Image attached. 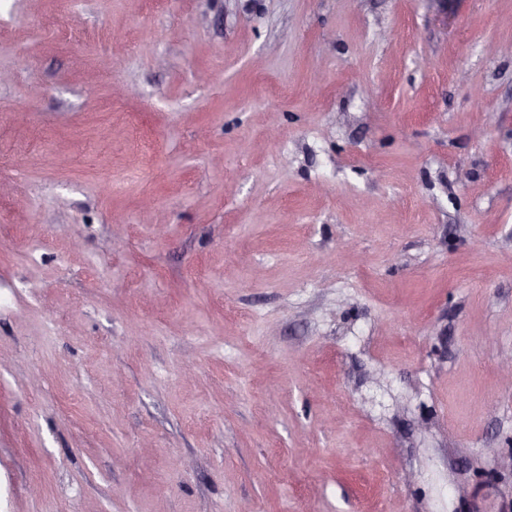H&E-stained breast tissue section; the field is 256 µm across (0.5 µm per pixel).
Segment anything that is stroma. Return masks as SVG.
I'll list each match as a JSON object with an SVG mask.
<instances>
[{
	"mask_svg": "<svg viewBox=\"0 0 512 512\" xmlns=\"http://www.w3.org/2000/svg\"><path fill=\"white\" fill-rule=\"evenodd\" d=\"M0 512H512V0H0Z\"/></svg>",
	"mask_w": 512,
	"mask_h": 512,
	"instance_id": "1",
	"label": "stroma"
}]
</instances>
